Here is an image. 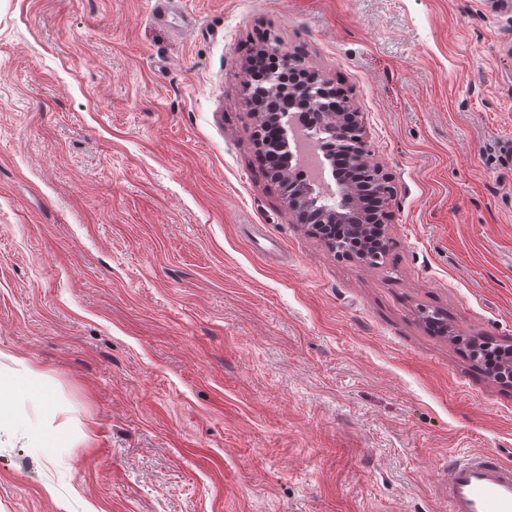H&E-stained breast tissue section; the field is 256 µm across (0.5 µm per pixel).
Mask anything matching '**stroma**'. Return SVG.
<instances>
[{"label":"stroma","instance_id":"35a3bbf8","mask_svg":"<svg viewBox=\"0 0 512 512\" xmlns=\"http://www.w3.org/2000/svg\"><path fill=\"white\" fill-rule=\"evenodd\" d=\"M0 0V512H448L512 449V11L497 0ZM272 31L363 113L383 264L256 154ZM446 317L447 334L426 313ZM244 69V87H245V91L250 94L251 96V101H252V98L257 96V95H262L264 93H273V92H279L280 90L283 89L282 86V75L281 74H278L276 72H271V73H268L264 80H263V83H257V84H253L252 83V80H253V76H252V69L250 67V65L247 63L244 65L243 67ZM37 377V372L32 368H27L23 375L17 378L2 379L0 377V427L2 415L4 420L21 419V413L11 407L12 401L19 398L26 390L22 387L23 385L32 383Z\"/></svg>","mask_w":512,"mask_h":512}]
</instances>
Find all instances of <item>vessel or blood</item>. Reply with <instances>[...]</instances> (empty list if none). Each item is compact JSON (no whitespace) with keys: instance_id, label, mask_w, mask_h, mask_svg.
I'll use <instances>...</instances> for the list:
<instances>
[{"instance_id":"vessel-or-blood-1","label":"vessel or blood","mask_w":512,"mask_h":512,"mask_svg":"<svg viewBox=\"0 0 512 512\" xmlns=\"http://www.w3.org/2000/svg\"><path fill=\"white\" fill-rule=\"evenodd\" d=\"M448 512H512V460L502 455L448 459Z\"/></svg>"}]
</instances>
